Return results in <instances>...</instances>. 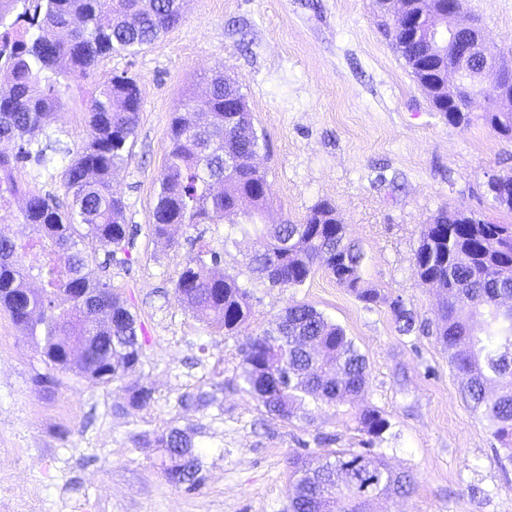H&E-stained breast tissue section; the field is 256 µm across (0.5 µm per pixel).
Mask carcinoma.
I'll list each match as a JSON object with an SVG mask.
<instances>
[{"label":"carcinoma","instance_id":"cac0c4a2","mask_svg":"<svg viewBox=\"0 0 512 512\" xmlns=\"http://www.w3.org/2000/svg\"><path fill=\"white\" fill-rule=\"evenodd\" d=\"M181 0H0V211L18 195L25 198L22 223L31 227L24 243L0 235V307L27 335L42 343L44 361L68 371L78 365L85 377L111 383L137 372L144 337L133 313L111 285L95 280L90 267L97 248L108 256L126 250L135 235L125 205L112 191V174L131 158L141 93L136 78L113 75L99 92L78 101L74 86L96 75L99 61L112 54L134 56L179 24ZM421 19L413 38L397 36L395 47L435 111L448 116V97L469 104L466 93L448 94V65L458 59L452 42L436 51L432 30L448 22V0H405ZM206 118L198 119L194 99L185 97L170 123L169 148L157 181L159 190L149 230L172 244L171 229L190 224H239L255 236L252 272L280 288H298L316 266L365 303L380 300L364 285L362 251L346 235L329 202L312 207L298 222L283 220L264 230L271 188L254 164L260 139L237 83L219 65L209 79ZM87 113L89 139L75 153L35 136L65 108ZM493 129L512 136V113L492 116ZM28 161L63 162L66 206L51 194L24 191L18 180ZM440 208L420 234L413 260L418 274L439 291L437 340L448 348L451 366L462 376L467 405L493 431L512 461V224H451ZM216 251L189 260L174 281L177 300L205 322L234 332L250 314L248 295L236 278L217 276ZM391 311L402 331L413 317L397 300ZM241 391L283 422L308 419L309 402L337 406L368 382L364 355L338 324L299 302L278 315L270 328L246 338L240 350ZM505 381L497 393L489 386ZM152 389L131 387L130 403L148 407ZM217 401L203 388L182 397L186 407L204 410ZM368 436L363 451L291 462L294 512H368L380 496H406L413 477L392 470L371 450L390 428L378 409L356 416ZM161 451V469L183 468L186 488L199 483L200 457L186 430L169 426L144 440Z\"/></svg>","mask_w":512,"mask_h":512}]
</instances>
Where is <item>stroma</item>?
Here are the masks:
<instances>
[{
	"mask_svg": "<svg viewBox=\"0 0 512 512\" xmlns=\"http://www.w3.org/2000/svg\"><path fill=\"white\" fill-rule=\"evenodd\" d=\"M492 53L512 50V0H465ZM393 12L376 0H188L183 20L133 56L103 59L79 93L128 73L142 94L128 164L112 176L139 232L95 275L126 301L145 336L137 372L150 406L128 403L126 382L100 384L51 373L41 346L0 310V512H288L290 461L363 450L355 418L384 412L391 426L374 452L410 472L414 492L380 498L373 512H512V464L471 414L462 378L433 333L438 296L413 264L420 233L441 206L512 224L493 208L491 176L512 173V139L485 120L457 126L435 112L392 45ZM223 67L238 82L264 137L257 158L271 185L268 223L298 221L330 201L364 253L367 304L315 267L298 288L271 286L249 266L252 240L236 226L179 227L164 247L149 232L172 114L186 94L204 103L207 78ZM216 250L221 272L246 288L251 315L238 334L208 327L177 301L174 281L198 252ZM415 320L400 331L390 301ZM296 302L314 306L363 353L365 391L283 422L236 387L238 350ZM219 385L206 410L183 407L197 388ZM169 426L195 430L201 482L189 491L163 475L157 449L139 436Z\"/></svg>",
	"mask_w": 512,
	"mask_h": 512,
	"instance_id": "1",
	"label": "stroma"
}]
</instances>
